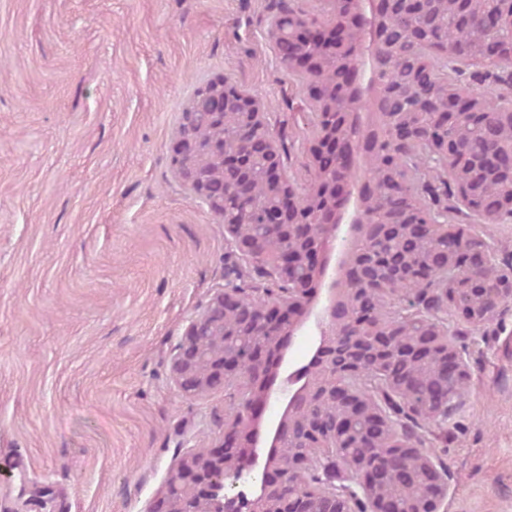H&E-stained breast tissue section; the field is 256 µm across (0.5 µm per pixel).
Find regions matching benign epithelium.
I'll return each instance as SVG.
<instances>
[{
  "instance_id": "7a95c632",
  "label": "benign epithelium",
  "mask_w": 512,
  "mask_h": 512,
  "mask_svg": "<svg viewBox=\"0 0 512 512\" xmlns=\"http://www.w3.org/2000/svg\"><path fill=\"white\" fill-rule=\"evenodd\" d=\"M368 0H352L348 21L321 27L299 13L279 16L280 28L272 29L275 36L286 35L315 41L323 51L350 52L351 68L342 85L344 113L347 123L357 129L356 139L339 141L327 132L310 144V160L315 172L336 171L339 176L325 183L317 181L307 194L298 192L288 177L277 139L266 136L264 152L271 160L272 187L279 197V206L270 211L259 229L248 231L234 219L224 220V238L234 245L243 259L265 277L288 283V292L266 298L260 303L248 300V289L232 286L213 295L207 306L188 323L172 358V377L179 390L187 396L206 393L216 386L239 384L246 378L251 388L239 394L234 416L224 421V439L215 448H203L182 459L170 472L157 504L150 512H226L231 497L226 489L236 487L254 472L260 458L258 430L259 408L266 401L278 369L285 359L286 344L309 320H314L318 336L315 353L301 366L295 377L303 384L288 394L286 411L274 427L271 449L262 469L260 492L245 499L238 512H281L283 501L278 499L291 484L296 464L285 459L279 449L287 439L302 430L314 435L324 448H334L335 436L319 433L317 419L304 411L305 403L313 398L336 408L344 420L358 418L368 435L382 437L392 430L397 447L405 450L404 473L420 471L435 494L425 502L414 499L395 501L376 492L380 471L352 470L343 459L332 454L320 468L316 484L332 504L336 500L356 501L361 512H441L448 497V480L439 460L421 448L414 436L404 430L410 412L400 395L403 386L392 385L385 394L358 396L334 378L336 351L359 353L357 345L363 332L356 328L342 331L349 308V292L357 283V267L370 239L385 245L383 235L371 221L375 195L372 186L362 179L353 181L345 173L354 170L359 153L365 150L370 130L387 122L376 110L381 91L378 74L390 69L394 61L382 53V16L387 0H379V8L367 7ZM205 87L216 90L218 111L226 115L231 109L247 118L253 127H269L267 113L249 92L222 79H213ZM476 114L471 96L466 93L450 97L447 106L435 113V119L464 118ZM393 146L421 143L429 146L430 155L438 161L437 178L442 182L460 173L448 168L445 157L448 145L435 143L433 133L420 134L410 127L390 131ZM253 140L242 133L238 153L224 155V176L233 177L237 191L250 189L243 158L252 153ZM199 152L193 133L178 129L171 144L172 157L192 158ZM202 164L174 170L175 177L190 195L209 210H214L208 196L207 180ZM498 213H476L462 198L450 203L443 195L438 201L424 203V223L408 226L410 236L436 237L453 234L463 241H478L466 264L468 272L480 280L482 298L473 312L455 309L448 302V289L461 266L448 253H435L429 263L439 275L437 284L423 291H409L405 305H411L426 316L424 337L405 341L409 348L427 347L437 351V380L464 387L470 371L467 360L456 342L457 329L452 322L461 321L474 328L494 320L502 306L512 299V276L496 273L498 265L493 248L482 242L472 231L474 224H496ZM288 232L290 245L277 247ZM245 330L253 337L250 371L242 376L240 360L235 351L224 346V337ZM236 451L234 467L226 469L225 451Z\"/></svg>"
}]
</instances>
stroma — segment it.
Segmentation results:
<instances>
[{
    "mask_svg": "<svg viewBox=\"0 0 512 512\" xmlns=\"http://www.w3.org/2000/svg\"><path fill=\"white\" fill-rule=\"evenodd\" d=\"M286 5L320 0H0V512H149L182 458L220 444L236 389L184 395L173 352L215 292L268 282L175 178L170 144L224 78L309 187V85L269 33ZM457 329L470 378L425 434L443 510L512 512V302ZM303 363L287 349L263 445Z\"/></svg>",
    "mask_w": 512,
    "mask_h": 512,
    "instance_id": "obj_1",
    "label": "stroma"
}]
</instances>
